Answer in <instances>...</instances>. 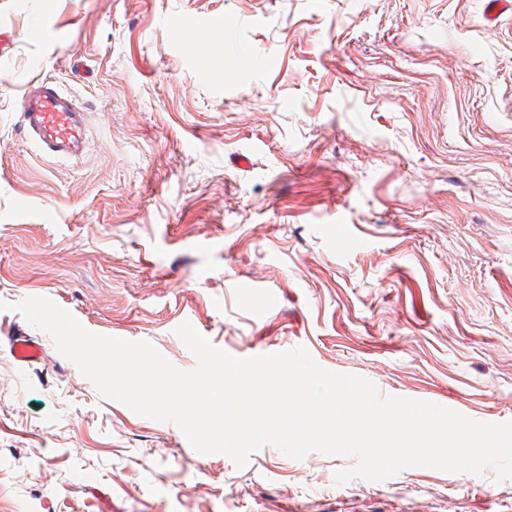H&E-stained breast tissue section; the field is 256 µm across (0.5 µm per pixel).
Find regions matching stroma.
<instances>
[{
    "mask_svg": "<svg viewBox=\"0 0 512 512\" xmlns=\"http://www.w3.org/2000/svg\"><path fill=\"white\" fill-rule=\"evenodd\" d=\"M487 0H0V512H512V480L245 467L103 398L13 311L197 365L302 346L381 396L512 420V11ZM47 36L35 37L38 26ZM88 112L35 152L19 97ZM21 329L45 359L14 361ZM23 128L46 155L72 159L87 147L86 112L73 96L47 83L28 82L20 103Z\"/></svg>",
    "mask_w": 512,
    "mask_h": 512,
    "instance_id": "35a3bbf8",
    "label": "stroma"
}]
</instances>
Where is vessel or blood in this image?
Returning <instances> with one entry per match:
<instances>
[{
	"instance_id": "1",
	"label": "vessel or blood",
	"mask_w": 512,
	"mask_h": 512,
	"mask_svg": "<svg viewBox=\"0 0 512 512\" xmlns=\"http://www.w3.org/2000/svg\"><path fill=\"white\" fill-rule=\"evenodd\" d=\"M23 128L46 155L72 159L84 154L87 147L86 112L73 96L46 83H27L20 103ZM13 358L23 365L42 359L41 344L27 336L10 339Z\"/></svg>"
}]
</instances>
